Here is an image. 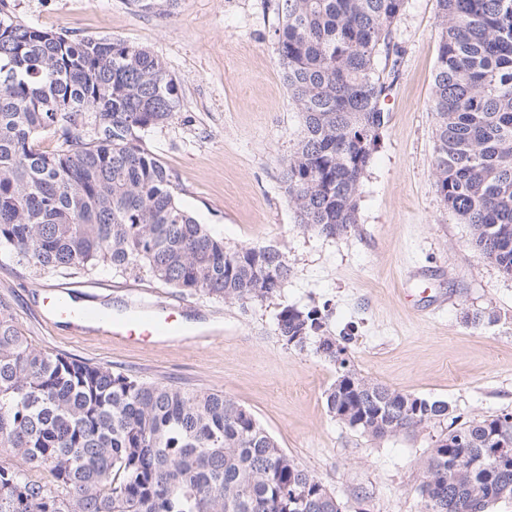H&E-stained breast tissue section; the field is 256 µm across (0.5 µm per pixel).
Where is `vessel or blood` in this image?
I'll use <instances>...</instances> for the list:
<instances>
[{"instance_id":"b4317fda","label":"vessel or blood","mask_w":512,"mask_h":512,"mask_svg":"<svg viewBox=\"0 0 512 512\" xmlns=\"http://www.w3.org/2000/svg\"><path fill=\"white\" fill-rule=\"evenodd\" d=\"M44 305L47 320L66 322L78 333L92 332L109 340L123 341L137 336H153L167 342L186 338L176 314L164 307L154 308L145 314L116 315L103 304L76 305L55 289L47 291Z\"/></svg>"}]
</instances>
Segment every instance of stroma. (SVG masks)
<instances>
[{
    "label": "stroma",
    "instance_id": "obj_1",
    "mask_svg": "<svg viewBox=\"0 0 512 512\" xmlns=\"http://www.w3.org/2000/svg\"><path fill=\"white\" fill-rule=\"evenodd\" d=\"M17 20L73 36L117 37L162 58L183 105L141 135L172 171L183 206L225 245L273 246L291 274L262 303L184 294L147 273L46 275L0 258V297L32 346L146 381L221 391L249 409L279 446L317 476L344 512H420V466L446 423L369 439L327 410L336 367L288 348L275 317L322 306L328 335L348 337L362 377L448 401L462 419L512 412V276L472 244L446 208L433 168L437 0H405L391 38L401 54L387 123L359 186L358 221L328 237L299 226L282 172L301 130L276 52L271 0H1ZM63 287L124 313L176 304L201 343L109 342L42 318ZM479 325H470V318Z\"/></svg>",
    "mask_w": 512,
    "mask_h": 512
}]
</instances>
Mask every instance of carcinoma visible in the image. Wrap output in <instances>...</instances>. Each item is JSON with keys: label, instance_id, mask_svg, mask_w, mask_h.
I'll list each match as a JSON object with an SVG mask.
<instances>
[{"label": "carcinoma", "instance_id": "carcinoma-1", "mask_svg": "<svg viewBox=\"0 0 512 512\" xmlns=\"http://www.w3.org/2000/svg\"><path fill=\"white\" fill-rule=\"evenodd\" d=\"M434 171L479 253L512 275V0H437ZM404 0H276L277 55L301 136L283 170L297 223H357L386 125L392 26ZM384 63H379V60ZM181 95L165 63L119 38L72 37L0 9V254L48 274L146 272L186 294L264 302L291 269L270 246L229 249L182 205L139 144ZM108 121L86 140L93 114ZM52 129L58 147L36 148ZM277 334L337 366L333 417L370 438L451 419L422 465L421 512L512 500V412L457 423L448 402L371 382L325 335L317 307H284ZM0 512H344L244 406L37 350L0 298ZM46 471L51 483L31 477Z\"/></svg>", "mask_w": 512, "mask_h": 512}]
</instances>
